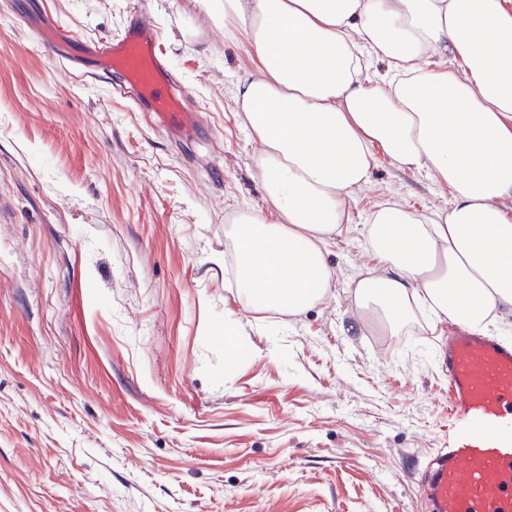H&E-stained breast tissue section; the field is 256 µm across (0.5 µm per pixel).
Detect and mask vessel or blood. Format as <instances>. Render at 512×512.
<instances>
[{
  "mask_svg": "<svg viewBox=\"0 0 512 512\" xmlns=\"http://www.w3.org/2000/svg\"><path fill=\"white\" fill-rule=\"evenodd\" d=\"M34 32L72 76H81L86 61L118 74L157 128L179 137L200 127L198 109L173 85L157 26L140 9L113 38L78 40L58 25H39ZM440 365L448 375L453 432L425 472L429 512H512V341L458 325Z\"/></svg>",
  "mask_w": 512,
  "mask_h": 512,
  "instance_id": "1",
  "label": "vessel or blood"
}]
</instances>
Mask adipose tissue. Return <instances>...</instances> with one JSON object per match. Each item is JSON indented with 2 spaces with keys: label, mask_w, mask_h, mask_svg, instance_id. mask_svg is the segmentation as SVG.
<instances>
[{
  "label": "adipose tissue",
  "mask_w": 512,
  "mask_h": 512,
  "mask_svg": "<svg viewBox=\"0 0 512 512\" xmlns=\"http://www.w3.org/2000/svg\"><path fill=\"white\" fill-rule=\"evenodd\" d=\"M224 34L254 52L236 102L269 203L229 229L245 307L295 314L325 298L324 244L382 156L452 201L371 215L379 273L356 300L392 324L415 304L476 329L512 313V0H224ZM367 59L381 80L364 78Z\"/></svg>",
  "instance_id": "obj_1"
}]
</instances>
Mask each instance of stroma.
<instances>
[{"instance_id":"stroma-1","label":"stroma","mask_w":512,"mask_h":512,"mask_svg":"<svg viewBox=\"0 0 512 512\" xmlns=\"http://www.w3.org/2000/svg\"><path fill=\"white\" fill-rule=\"evenodd\" d=\"M156 23L202 116L173 138L39 49V15L117 36ZM245 40L199 0H0V512H427L448 445L447 326L354 298L367 220L448 210L426 172L379 159L324 250L328 295L240 303L225 231L267 207L236 105Z\"/></svg>"}]
</instances>
